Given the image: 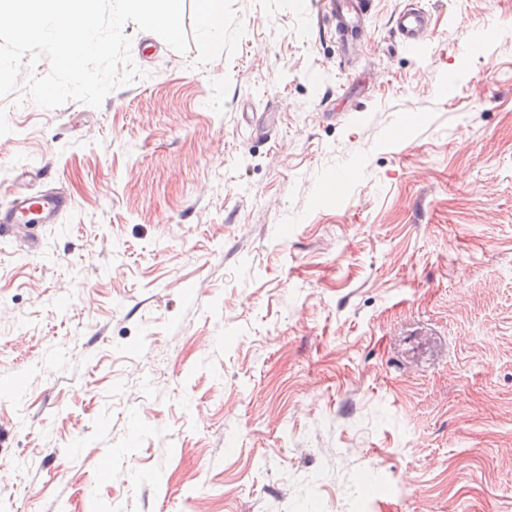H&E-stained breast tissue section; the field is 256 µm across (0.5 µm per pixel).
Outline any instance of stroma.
Listing matches in <instances>:
<instances>
[{
    "label": "stroma",
    "mask_w": 512,
    "mask_h": 512,
    "mask_svg": "<svg viewBox=\"0 0 512 512\" xmlns=\"http://www.w3.org/2000/svg\"><path fill=\"white\" fill-rule=\"evenodd\" d=\"M224 0L94 108L0 98V512H512V0ZM195 23L203 38L214 43L224 41V0H198ZM357 8L349 2H336V25L342 33L358 38L361 35L359 23L361 18L362 6L359 4ZM430 14L410 3L394 16V30L404 46L413 47L429 30ZM70 203V198L61 192L39 196L16 193L7 205L0 206V237H19L23 229L35 224L55 223Z\"/></svg>",
    "instance_id": "stroma-1"
}]
</instances>
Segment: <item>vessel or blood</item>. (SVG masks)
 I'll list each match as a JSON object with an SVG mask.
<instances>
[{
	"instance_id": "vessel-or-blood-1",
	"label": "vessel or blood",
	"mask_w": 512,
	"mask_h": 512,
	"mask_svg": "<svg viewBox=\"0 0 512 512\" xmlns=\"http://www.w3.org/2000/svg\"><path fill=\"white\" fill-rule=\"evenodd\" d=\"M360 10L350 0H338L336 25L342 33L360 36ZM430 15L414 4L405 6L394 16V29L402 44L415 46L429 29ZM70 198L61 192H50L39 196L15 194L7 205L0 206V237L19 236L23 229L36 224L56 221L70 206Z\"/></svg>"
}]
</instances>
